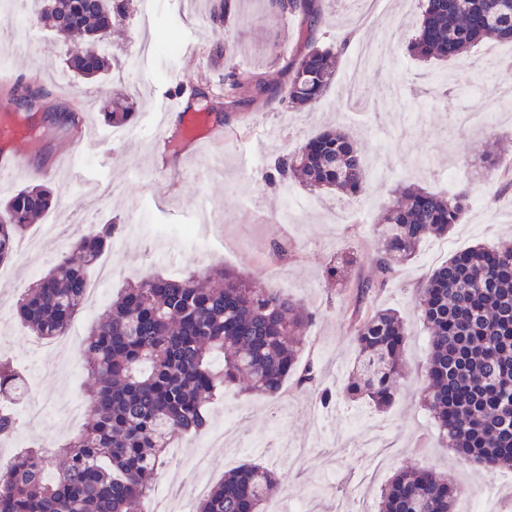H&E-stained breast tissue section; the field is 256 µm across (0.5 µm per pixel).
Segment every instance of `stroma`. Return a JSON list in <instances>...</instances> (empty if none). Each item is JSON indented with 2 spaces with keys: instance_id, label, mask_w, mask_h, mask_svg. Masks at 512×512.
<instances>
[{
  "instance_id": "obj_1",
  "label": "stroma",
  "mask_w": 512,
  "mask_h": 512,
  "mask_svg": "<svg viewBox=\"0 0 512 512\" xmlns=\"http://www.w3.org/2000/svg\"><path fill=\"white\" fill-rule=\"evenodd\" d=\"M321 7L320 42L338 46L339 59L336 79L316 109L288 111L278 99L265 98L227 113L222 141L189 143L175 156L165 152L164 143L178 128L179 115L170 113L165 129L157 130L159 105L175 96L181 97L183 105H191L190 91L204 73L218 78L233 71L256 70L270 86H283L288 79L285 65L302 44L298 17L277 14L269 0H236L225 22L213 17L216 0H201L191 14L181 0H136L112 35L118 70L94 81L70 76L62 87L51 76L63 72L67 47L47 29L35 28L31 32L34 50L8 54L0 67V119L20 118L30 131L25 145L27 165L0 181V200L40 179L51 183L58 195L44 223H62L66 212L77 209L84 235L98 224H123V232L100 259L115 271L107 287L112 296L145 274L177 276L206 269L208 260L190 244L185 229L196 221L198 200L210 199L217 209L210 229L213 249L232 244L235 253L225 258V266L260 287L267 284L265 267L279 266L281 290L314 314L298 363H315L323 382L339 389L356 357L347 306L358 283L374 273L378 243L373 229L391 189L413 183L449 195L471 187L474 197L482 199V207L470 208L464 222L448 236L428 240L414 260L398 264L391 283L374 299L375 305L398 310L408 332L405 372L392 405L381 412L368 410L363 429L354 431L351 413L358 410V403L337 398L328 410L325 433L330 442L321 445L309 420L310 409L317 403L313 389L297 386L291 377L280 397L271 400L241 385L227 386L207 406L210 428L223 423L225 411L240 409L246 413L243 440L266 438L274 449L249 446L232 457L221 443H211L209 482L217 484L225 471L256 462L272 469L285 490L313 491L309 512H336L342 489L354 484L364 455L373 449L367 433L379 426L392 456L363 489L369 504H376L381 488L398 469L415 467L448 473L463 485L492 480L495 508L512 512V469L490 477L475 464L457 458L440 444L421 406L430 343L413 306L427 274L450 255L479 242L493 245L512 239V113L489 127H474L466 121L468 113L482 110L487 94L512 91V73L477 76L458 60L426 64L415 60L406 45L420 16L419 0H382L366 28L360 24L356 0H322ZM141 28L163 42L195 38L199 54L140 57L134 32ZM385 30L396 40L394 52L356 76L359 86L378 99L379 109L349 111L346 76L354 51L346 43L374 39ZM215 44L229 45L230 53L218 60L209 58L206 50ZM19 83H33L40 89L39 109L26 112L14 106L12 91ZM87 90L100 103L131 96L136 104L134 119L121 128L108 125L98 110H86L82 94ZM68 111L75 112L76 126L92 127L91 142L74 141L76 127L48 119L49 114ZM328 123L344 127L361 143L370 167L369 185L357 199L359 210L339 212L342 197H312L296 185L292 188L295 201L312 198L316 206L296 211L292 223H280L286 198L280 186L265 182L266 168ZM488 141L496 142L494 166L506 175L495 195L483 173L476 170L478 150ZM134 213L144 226L137 233L128 227ZM68 245V239H51L40 250L23 251L17 254L9 276L0 279V356L12 359L25 374H37V392L50 410L41 423L21 425L24 441L29 443L69 436V428L58 421L55 410L68 401L85 399L86 376L80 358L61 368L59 352L25 329L12 308L20 290L46 272ZM339 255L352 259L351 273L346 280L328 281L326 269ZM279 414L285 421L275 431L271 424ZM329 471L336 474V486L323 482Z\"/></svg>"
}]
</instances>
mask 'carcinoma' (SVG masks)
I'll use <instances>...</instances> for the list:
<instances>
[{
    "mask_svg": "<svg viewBox=\"0 0 512 512\" xmlns=\"http://www.w3.org/2000/svg\"><path fill=\"white\" fill-rule=\"evenodd\" d=\"M28 21L72 41L67 71L84 79L114 66L105 48L114 22L130 0H40ZM300 17L303 49L286 65L280 89L256 72H231L194 93V112L221 123L220 105L234 109L278 96L292 111L317 105L336 78V51L315 36L317 0H275ZM512 41V0H423L421 22L407 44L423 61L456 58L477 73L469 51L484 40ZM102 116L129 123L127 97L106 101ZM369 174L355 140L331 126L297 150L278 157L266 174L281 186L294 181L310 191L358 197ZM54 204L44 183L28 185L0 204V265L15 255L18 239ZM470 191L452 196L416 185H399L377 228L376 274L361 282L349 322L357 352L344 396L378 410L395 398L402 375L407 330L399 313L369 303L388 283L393 264L414 258L429 238L462 223ZM102 224L75 239L54 265L19 295L17 319L34 335H64L83 308L88 271L120 233ZM430 333L423 402L443 440L463 459L492 474L512 468V242L476 245L432 269L415 297ZM312 321L302 302L274 288L258 287L224 264L180 279L144 275L122 288L97 315L80 356L91 381V419L52 454L33 446L0 468V512H144L143 502L159 475L165 450L189 431L208 426L206 404L225 386L247 383L274 399L296 366L303 332ZM26 379L0 362V437L15 433L9 404L23 398ZM280 488L269 468L244 463L224 475L196 512H263ZM462 486L429 469L398 470L382 489L377 512H454Z\"/></svg>",
    "mask_w": 512,
    "mask_h": 512,
    "instance_id": "carcinoma-1",
    "label": "carcinoma"
}]
</instances>
